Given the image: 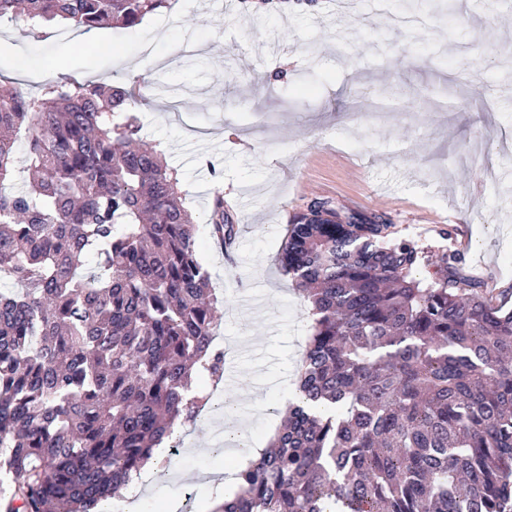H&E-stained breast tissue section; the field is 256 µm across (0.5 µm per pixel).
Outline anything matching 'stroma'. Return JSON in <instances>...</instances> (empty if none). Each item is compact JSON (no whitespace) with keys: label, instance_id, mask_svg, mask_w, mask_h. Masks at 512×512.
<instances>
[{"label":"stroma","instance_id":"obj_1","mask_svg":"<svg viewBox=\"0 0 512 512\" xmlns=\"http://www.w3.org/2000/svg\"><path fill=\"white\" fill-rule=\"evenodd\" d=\"M76 33L1 19L0 86L38 94L57 61L68 79L142 85L141 135L200 224L218 297V394L252 447L273 438L306 344L308 308L277 257L310 202L384 216L432 254L458 252L460 273L512 308V8L500 0H465L451 15L444 0H171L136 26L98 29L96 46ZM218 191L235 230L224 250L205 227ZM224 428L209 403L140 500L190 491L191 512H204L233 492L223 472L239 452L218 439Z\"/></svg>","mask_w":512,"mask_h":512}]
</instances>
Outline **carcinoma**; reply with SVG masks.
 I'll return each instance as SVG.
<instances>
[{"instance_id": "obj_1", "label": "carcinoma", "mask_w": 512, "mask_h": 512, "mask_svg": "<svg viewBox=\"0 0 512 512\" xmlns=\"http://www.w3.org/2000/svg\"><path fill=\"white\" fill-rule=\"evenodd\" d=\"M167 0H0L131 27ZM131 87L0 91V473L7 512H93L219 385L197 223ZM25 132L23 157L16 137ZM30 179L9 191L18 165ZM210 236L234 225L224 196ZM391 225L314 200L281 243L311 324L285 418L216 512H512V311Z\"/></svg>"}]
</instances>
